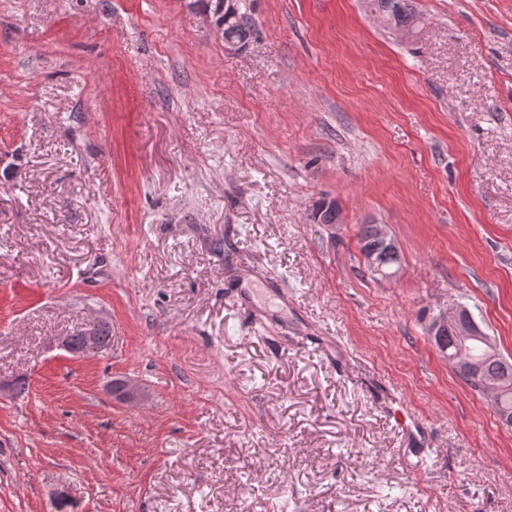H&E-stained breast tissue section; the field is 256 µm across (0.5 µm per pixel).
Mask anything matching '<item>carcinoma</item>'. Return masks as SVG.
Listing matches in <instances>:
<instances>
[{
	"label": "carcinoma",
	"instance_id": "cac0c4a2",
	"mask_svg": "<svg viewBox=\"0 0 512 512\" xmlns=\"http://www.w3.org/2000/svg\"><path fill=\"white\" fill-rule=\"evenodd\" d=\"M367 7L377 13L386 22V28L392 31L405 30L418 34L425 23V16L417 11L413 0H368ZM254 34V22L247 0H238V15L224 27V39L248 42ZM443 356L456 355L472 370L482 377H493L502 386L501 398L492 405L494 412L501 408L512 409V359L493 357L497 347L491 337L481 338L458 336L455 327L448 326L443 345L437 346Z\"/></svg>",
	"mask_w": 512,
	"mask_h": 512
}]
</instances>
